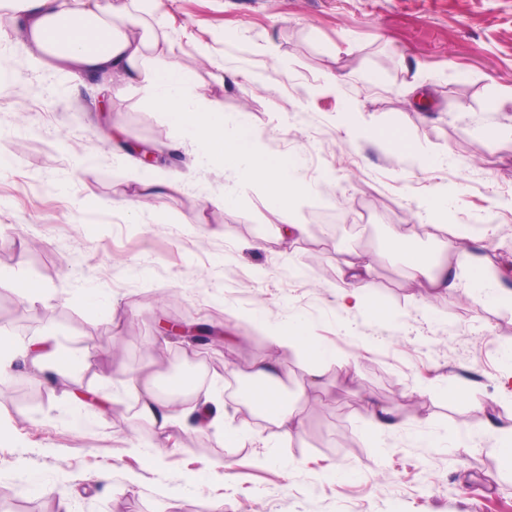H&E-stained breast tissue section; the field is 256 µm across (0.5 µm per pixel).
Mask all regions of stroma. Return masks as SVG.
I'll list each match as a JSON object with an SVG mask.
<instances>
[{"instance_id":"obj_1","label":"stroma","mask_w":512,"mask_h":512,"mask_svg":"<svg viewBox=\"0 0 512 512\" xmlns=\"http://www.w3.org/2000/svg\"><path fill=\"white\" fill-rule=\"evenodd\" d=\"M160 13L172 45L163 64L246 115L263 151L299 155L309 190L285 213L266 207L261 183L220 208L205 195L227 186L223 169L183 166L179 187L138 200L115 156L81 164L74 141L118 127L162 156H189L194 144L138 84L102 105L73 92L64 72L36 69L26 48L0 44V149L35 144L0 170V267L43 289L27 300L0 283V332L89 355L65 376L20 358L0 377V512H57L63 499L73 512H512V473L487 431L512 419L501 388L512 375V305L490 288L475 298L465 278L426 298L384 252L403 214L424 224L436 193L449 223L495 225L486 253L512 267V105L486 107L512 92V0H162ZM348 109L367 132L340 127ZM15 112L27 127L9 122ZM379 129L400 130L440 165L421 166ZM87 196L104 208L81 211ZM289 221L307 227L293 243L277 234ZM256 240L263 249H250ZM348 251L369 256L367 286L396 320L337 312ZM84 288L108 295L112 315L81 306ZM164 292L181 294L185 320L235 345L171 341L156 355L169 311L153 297ZM296 320L335 349L336 365L299 401L298 434L282 448L229 388L278 360L266 328ZM174 352L211 364L218 411L206 431H158L127 390L141 374L168 378ZM452 383L472 400L452 401ZM90 391L103 401L74 426L76 399ZM367 394L394 411L397 430L366 435ZM227 431L247 434V446L225 447ZM422 431L429 442L415 440ZM458 432L472 447H450Z\"/></svg>"}]
</instances>
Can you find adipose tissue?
<instances>
[{"label":"adipose tissue","instance_id":"adipose-tissue-1","mask_svg":"<svg viewBox=\"0 0 512 512\" xmlns=\"http://www.w3.org/2000/svg\"><path fill=\"white\" fill-rule=\"evenodd\" d=\"M2 9L14 16L17 28L26 36V46L35 52L37 64L63 65L92 86L114 79L141 84L169 125L195 144L187 167L220 165L237 188L266 183V203L278 211L287 210L291 201L306 191L296 157L265 154L257 134L242 115L226 112L214 99L191 95V80L186 73L150 66L148 53L170 52V43L145 26L120 23L122 10L111 0H0ZM425 210L432 226L467 241L468 246L458 252L455 264L439 265L412 251L406 232L394 229L390 242L400 252L409 280L431 293L448 291L458 287V271L463 268L473 283L482 282L488 270L485 235L449 223L448 204L441 196L429 197ZM369 270L363 255L346 261L336 288L337 307L365 311L378 321L395 320V311L365 286ZM267 338L281 354L295 353L308 360V380L301 386V393L319 387L327 370L336 364L334 350L312 336L304 323L269 330ZM26 356L34 365L50 366L62 375L87 364L85 355L48 345L46 340L22 347L12 337L0 334V375L15 359ZM280 370L276 363H256L250 375L254 388L245 405L252 414L276 427L278 442L285 446L297 433L293 424L296 407L289 401L287 390L279 386ZM128 387L136 397L140 417L162 430L196 413L210 412L213 402L210 389L188 374L170 377L161 384L152 379L132 380Z\"/></svg>","mask_w":512,"mask_h":512}]
</instances>
